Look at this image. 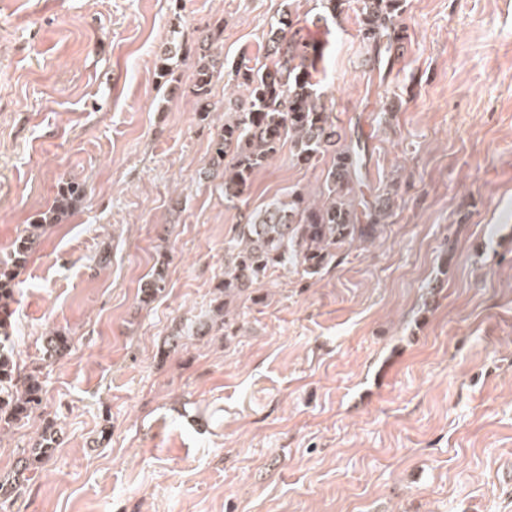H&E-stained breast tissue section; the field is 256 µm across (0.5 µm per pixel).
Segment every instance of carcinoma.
<instances>
[{
  "label": "carcinoma",
  "instance_id": "cac0c4a2",
  "mask_svg": "<svg viewBox=\"0 0 512 512\" xmlns=\"http://www.w3.org/2000/svg\"><path fill=\"white\" fill-rule=\"evenodd\" d=\"M321 13L316 19L342 20L350 0H314ZM359 35L367 47L368 61L381 65L400 49L406 31L399 24L406 0H357ZM223 30L215 29L201 40L206 53L197 58L192 92L210 107L213 78ZM267 61L241 60L227 73L226 86L232 92L242 89L243 99L227 98L224 124L213 139V166L223 180L224 199L238 200L247 194L254 172L274 159L282 146H289L291 162L301 168L315 166L329 155L332 164L323 174V190L316 197L296 187L260 209L242 215L224 248V280L205 325L211 331L229 335L240 316L237 301L275 283L274 273L289 267L315 275L331 266L336 250L347 243L375 239L386 218V205L378 198L373 204L363 193L366 154L360 138H347L333 121L332 113L317 89L316 49L300 35L292 9L270 23L266 46ZM86 198L85 186L69 182L57 192L52 206L33 224L24 227L13 243L11 261H0V310L5 312L14 299L18 270L34 244L58 216L72 212ZM166 286L163 272L157 271L142 289L147 303ZM0 335V430L18 427L43 409V385L33 372L24 373ZM72 338L62 331L45 336L43 357L50 363L67 359ZM57 444V431L47 422L41 440L22 451L13 475L0 478V505L17 499L23 492L28 473L48 461Z\"/></svg>",
  "mask_w": 512,
  "mask_h": 512
}]
</instances>
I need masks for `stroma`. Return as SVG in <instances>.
I'll list each match as a JSON object with an SVG mask.
<instances>
[{
    "label": "stroma",
    "mask_w": 512,
    "mask_h": 512,
    "mask_svg": "<svg viewBox=\"0 0 512 512\" xmlns=\"http://www.w3.org/2000/svg\"><path fill=\"white\" fill-rule=\"evenodd\" d=\"M293 4L320 90L397 193L373 243L316 276L276 272L235 334L197 336L242 213L322 169L281 149L230 204L211 176L201 31L225 66L263 56ZM311 0H0V260L58 186L82 206L42 237L8 309L44 413L0 434V475L47 420L59 445L4 512H512V0H407L392 64L355 14ZM189 46L168 62V42ZM166 288L143 303L155 270ZM68 332L62 364L43 360ZM351 0H313L316 6L321 9V13L316 16V19L327 20L328 18L333 21H341L350 9ZM223 30L215 29L203 37L201 40V50L205 53L197 58L193 75L192 92L203 105L204 112H211L210 95L212 93L213 78L218 73L217 64L220 62L219 53L211 52V50L219 49ZM208 45V47H205ZM206 49V50H205ZM208 52V54L206 53ZM208 109H207V108ZM72 347V338L66 332L53 331L45 336L43 357L49 363H61L67 359Z\"/></svg>",
    "instance_id": "35a3bbf8"
}]
</instances>
